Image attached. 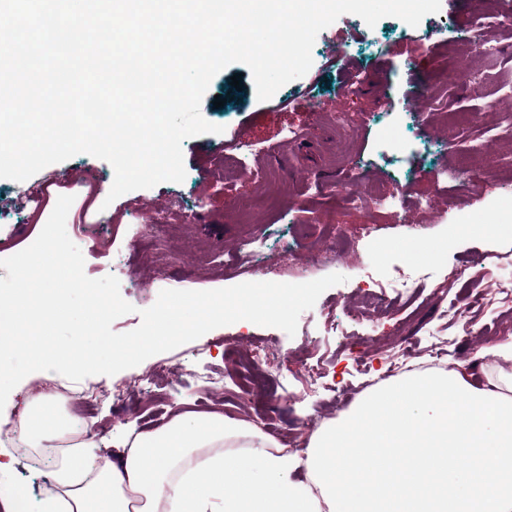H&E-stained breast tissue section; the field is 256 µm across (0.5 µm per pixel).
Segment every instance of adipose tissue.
Here are the masks:
<instances>
[{
    "mask_svg": "<svg viewBox=\"0 0 512 512\" xmlns=\"http://www.w3.org/2000/svg\"><path fill=\"white\" fill-rule=\"evenodd\" d=\"M484 352L500 361L486 387L465 362L406 372L312 432L302 454L221 414L178 416L111 459L86 436L39 512H512V341ZM51 429L70 424L45 400L19 433L33 445Z\"/></svg>",
    "mask_w": 512,
    "mask_h": 512,
    "instance_id": "ef3b65f1",
    "label": "adipose tissue"
}]
</instances>
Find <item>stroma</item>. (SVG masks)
I'll return each mask as SVG.
<instances>
[{
    "mask_svg": "<svg viewBox=\"0 0 512 512\" xmlns=\"http://www.w3.org/2000/svg\"><path fill=\"white\" fill-rule=\"evenodd\" d=\"M485 23L474 32V21L458 0H441L438 13L417 26L385 17L367 26L358 16L341 15L323 29L312 48L313 65L265 102L258 101L251 72L234 63L211 80L200 112L208 122L223 126L220 134H205L183 142L186 177L149 189L128 192L109 200L114 171L105 160L81 153L49 165L29 179L0 178V259L28 247L40 234L59 196H73L66 220L71 240L84 256V272L93 279L115 275L132 313L117 318L112 329L125 333L141 323L140 310L151 307L165 289L212 290L252 282L261 268L241 269L235 259L239 242L252 238L262 254L292 246L298 260L284 264L282 283H304L332 273L357 280L370 274L390 281L406 259L410 230L400 212L379 208L378 196H395L414 210L425 240L437 257L431 276L414 295L389 292L388 307L373 321L375 333L363 337L361 325L347 316L355 297L347 288H330L313 308L304 311L295 336L250 322L212 330L220 345L199 356L198 341L149 357L117 374L84 378L87 386L118 389L127 398L125 409H114L105 398L88 406L58 401L68 420L91 428L104 438L109 452L124 446L128 437L155 432L175 416L234 412L237 418L259 425L269 415L277 439L306 440L308 419L339 420L334 389L363 396L392 359L415 364L439 357L451 365L469 360L472 352L512 336V307L492 304L473 308L470 334L449 321L451 304L463 302L473 289L512 278V266L489 263L473 267L470 281L452 279L459 266L474 257L512 253V233L488 234L477 224L512 189V124L504 118L498 90L512 84V0H484ZM363 80L354 94L341 83L354 74ZM240 86H232L233 75ZM428 101L416 108L415 94ZM224 106H215L216 97ZM479 112L481 124L464 121ZM297 130L286 142L289 130ZM262 142L259 154H240L244 176L224 175V157L237 152L239 142ZM238 153V152H237ZM482 155L496 172L482 190L466 181L440 180L443 167L456 168ZM359 160L372 181L373 198L351 206L329 195L331 185L343 181L347 164ZM59 182L45 186L47 177ZM279 181L283 206L261 210L254 223H242L231 200H258L267 177ZM40 200H33V193ZM434 197L444 203V219L417 211L419 200ZM202 222H194L196 213ZM151 214V226L130 237L127 227ZM87 220L107 224L100 243L80 241V225ZM341 225L349 246L334 262H313L308 253ZM279 336L282 354L267 370L270 390L286 401L265 413L256 392L239 386L235 351H247L251 340ZM321 366L328 392L313 393L303 362ZM216 378L210 386L201 373ZM55 432H48L37 457L22 447H0V482L28 487L40 500L46 482L64 456L57 453Z\"/></svg>",
    "mask_w": 512,
    "mask_h": 512,
    "instance_id": "1",
    "label": "stroma"
}]
</instances>
